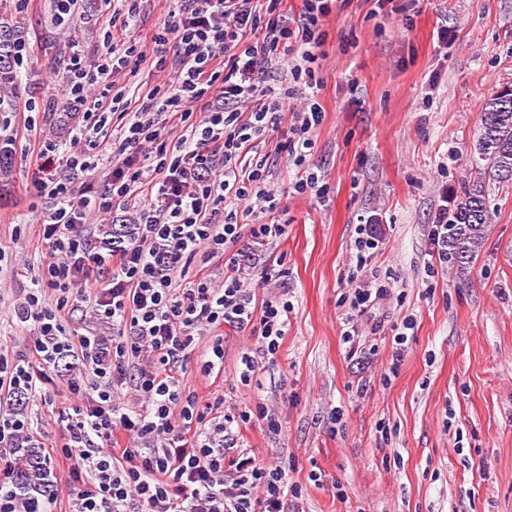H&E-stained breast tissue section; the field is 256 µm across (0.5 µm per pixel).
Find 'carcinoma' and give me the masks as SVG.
I'll list each match as a JSON object with an SVG mask.
<instances>
[{
    "mask_svg": "<svg viewBox=\"0 0 512 512\" xmlns=\"http://www.w3.org/2000/svg\"><path fill=\"white\" fill-rule=\"evenodd\" d=\"M23 39L8 0H0V108L14 106L20 87L16 52ZM475 177L448 199V265L456 277L468 278L475 259L489 236L493 212L491 191L495 185L512 184V86H504L488 97L480 111L477 138L470 150ZM12 171L10 140L0 139V180ZM16 462L11 488L26 498H42L51 492L52 476L35 447L14 448Z\"/></svg>",
    "mask_w": 512,
    "mask_h": 512,
    "instance_id": "cac0c4a2",
    "label": "carcinoma"
}]
</instances>
